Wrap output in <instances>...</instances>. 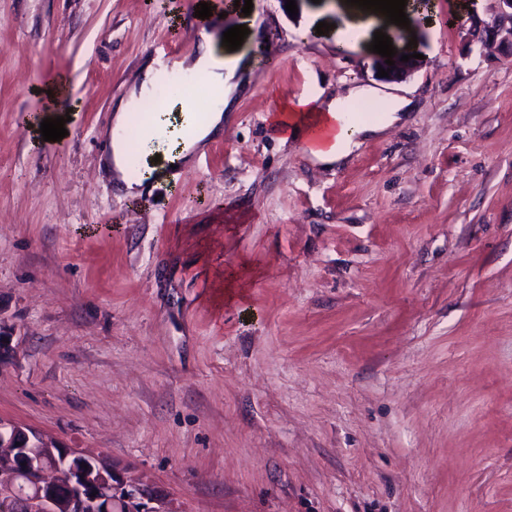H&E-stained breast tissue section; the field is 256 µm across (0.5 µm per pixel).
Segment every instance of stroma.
I'll list each match as a JSON object with an SVG mask.
<instances>
[{
	"label": "stroma",
	"instance_id": "stroma-1",
	"mask_svg": "<svg viewBox=\"0 0 512 512\" xmlns=\"http://www.w3.org/2000/svg\"><path fill=\"white\" fill-rule=\"evenodd\" d=\"M286 2L226 13L223 134L132 200L105 134L156 49L191 54L195 0H0V416L170 512H512V53L460 29L489 0L387 28L423 56L402 83L336 0ZM352 85L413 108L336 164L267 120Z\"/></svg>",
	"mask_w": 512,
	"mask_h": 512
}]
</instances>
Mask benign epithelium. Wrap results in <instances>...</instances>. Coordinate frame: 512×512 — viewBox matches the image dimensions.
<instances>
[{
    "mask_svg": "<svg viewBox=\"0 0 512 512\" xmlns=\"http://www.w3.org/2000/svg\"><path fill=\"white\" fill-rule=\"evenodd\" d=\"M487 19L471 14L463 22L469 46L486 51L512 49V0H493ZM389 76L393 83L407 79L419 61H396ZM91 459L77 468L68 461ZM0 504L12 512H169L148 486L117 472L100 457L76 448H59L39 433L0 417Z\"/></svg>",
    "mask_w": 512,
    "mask_h": 512,
    "instance_id": "benign-epithelium-1",
    "label": "benign epithelium"
}]
</instances>
